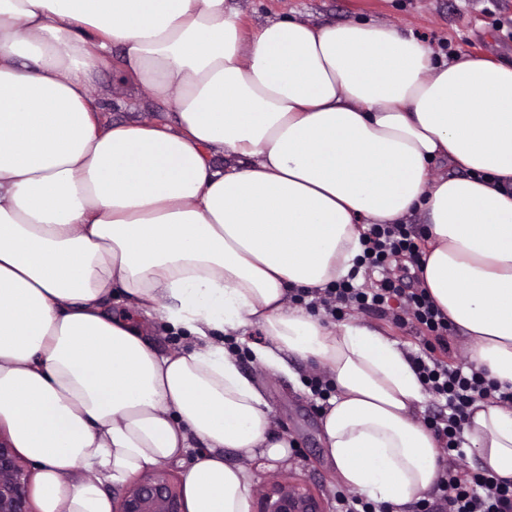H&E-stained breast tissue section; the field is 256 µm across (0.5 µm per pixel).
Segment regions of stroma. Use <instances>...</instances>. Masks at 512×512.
Listing matches in <instances>:
<instances>
[{"label":"stroma","instance_id":"35a3bbf8","mask_svg":"<svg viewBox=\"0 0 512 512\" xmlns=\"http://www.w3.org/2000/svg\"><path fill=\"white\" fill-rule=\"evenodd\" d=\"M246 21L303 17L318 22L376 21L413 34L432 51L433 59L480 55L512 62V0H226ZM99 85L110 87L102 102L108 122L150 119L163 111L162 102L141 91L115 84L111 69H102ZM292 377L264 371L248 351L238 354L241 372L252 377L273 409L291 448L286 457H258L247 468L257 493L285 483L323 499L325 512H336L337 482L320 436L321 402L303 386L313 369L309 362L289 358Z\"/></svg>","mask_w":512,"mask_h":512}]
</instances>
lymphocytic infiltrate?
Listing matches in <instances>:
<instances>
[{
	"instance_id": "lymphocytic-infiltrate-1",
	"label": "lymphocytic infiltrate",
	"mask_w": 512,
	"mask_h": 512,
	"mask_svg": "<svg viewBox=\"0 0 512 512\" xmlns=\"http://www.w3.org/2000/svg\"><path fill=\"white\" fill-rule=\"evenodd\" d=\"M422 234L415 224L370 225L361 265L375 275V283L357 285L344 279L328 288L319 304L331 316L347 308L380 318L402 310L411 324L426 332L420 349L411 352L409 359L435 405L427 424L448 461L433 496L420 502V512H512L511 480L487 469L472 473L460 463L465 455L461 428L473 403L494 397L511 407L512 389L499 388L483 373L448 363L451 326L420 286Z\"/></svg>"
}]
</instances>
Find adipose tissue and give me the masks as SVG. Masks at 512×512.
<instances>
[{
  "instance_id": "adipose-tissue-1",
  "label": "adipose tissue",
  "mask_w": 512,
  "mask_h": 512,
  "mask_svg": "<svg viewBox=\"0 0 512 512\" xmlns=\"http://www.w3.org/2000/svg\"><path fill=\"white\" fill-rule=\"evenodd\" d=\"M109 62L171 123H102ZM416 214L423 287L512 385V63H436L382 23L254 31L225 0H0V440L39 512H112L107 487L190 452L188 512H249L243 460L289 443L233 341L333 382L337 483L388 512L428 498L440 451L405 352L288 299ZM157 323L187 346L155 349ZM462 437L512 480V407L476 402Z\"/></svg>"
}]
</instances>
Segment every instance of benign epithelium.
<instances>
[{
  "label": "benign epithelium",
  "mask_w": 512,
  "mask_h": 512,
  "mask_svg": "<svg viewBox=\"0 0 512 512\" xmlns=\"http://www.w3.org/2000/svg\"><path fill=\"white\" fill-rule=\"evenodd\" d=\"M30 478L15 449L0 443V512H33ZM306 504L302 512H324L315 495L278 484L261 496L259 512H296L294 498ZM112 512H186L183 484L166 470L157 469L134 482L112 505Z\"/></svg>",
  "instance_id": "1"
}]
</instances>
